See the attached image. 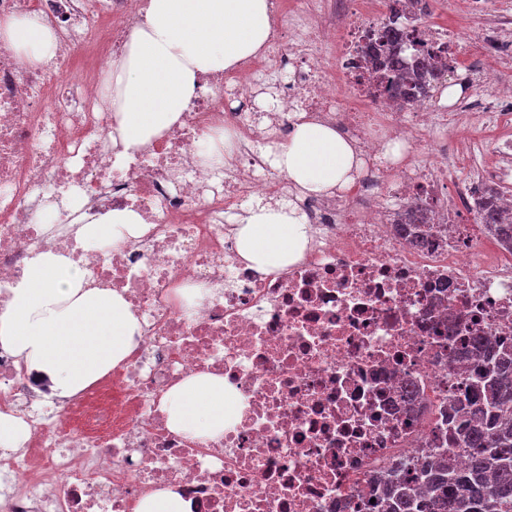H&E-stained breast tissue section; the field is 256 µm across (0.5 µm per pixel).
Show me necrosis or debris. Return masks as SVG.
Here are the masks:
<instances>
[{
  "label": "necrosis or debris",
  "instance_id": "necrosis-or-debris-1",
  "mask_svg": "<svg viewBox=\"0 0 512 512\" xmlns=\"http://www.w3.org/2000/svg\"><path fill=\"white\" fill-rule=\"evenodd\" d=\"M271 5L274 47L197 74L180 120L120 161L106 73L147 0H0V19L37 13L58 40L31 67L0 40V302L35 254L59 251L142 324L131 354L69 398L0 347V413L30 432L0 454V512H135L160 489L191 512H368L396 462L447 447L453 398L483 357L474 337L512 346V253L480 215L490 183L512 215V89L496 67L463 60L459 28L427 24V0ZM448 8L489 17L481 44L512 61L500 0ZM390 15L405 70L439 51L443 85L473 75L483 94L455 112L431 92L382 95L360 50ZM258 75L283 79L270 133L250 120ZM303 115L354 142L363 165L348 189L297 198L305 253L266 273L240 259L224 215L280 197L288 179L259 146ZM219 129L230 144L211 165ZM432 148L435 163L420 165ZM116 210L136 212L142 235L78 240ZM194 285L205 293L192 306L180 290ZM197 373L223 377L243 406L213 438L173 432L161 407Z\"/></svg>",
  "mask_w": 512,
  "mask_h": 512
}]
</instances>
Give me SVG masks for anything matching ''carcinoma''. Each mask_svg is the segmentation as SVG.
Segmentation results:
<instances>
[{
	"label": "carcinoma",
	"mask_w": 512,
	"mask_h": 512,
	"mask_svg": "<svg viewBox=\"0 0 512 512\" xmlns=\"http://www.w3.org/2000/svg\"><path fill=\"white\" fill-rule=\"evenodd\" d=\"M482 219L499 242L512 243V219L497 205L486 203ZM457 402L478 418L475 425L469 418L454 423L453 440L467 449L465 465L451 448L436 460L400 464L377 496L378 512H512V349L486 358Z\"/></svg>",
	"instance_id": "cac0c4a2"
}]
</instances>
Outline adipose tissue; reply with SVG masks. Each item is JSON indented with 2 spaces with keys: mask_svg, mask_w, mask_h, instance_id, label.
Segmentation results:
<instances>
[{
  "mask_svg": "<svg viewBox=\"0 0 512 512\" xmlns=\"http://www.w3.org/2000/svg\"><path fill=\"white\" fill-rule=\"evenodd\" d=\"M271 33L268 0H149L109 74L113 145L125 156L145 147L180 119L197 73L227 71L260 54ZM0 39L27 65L55 54L52 31L33 14L0 20ZM270 151L275 166L306 194L344 189L356 178L354 147L327 124L301 121ZM140 231L137 214L116 211L110 222L85 225L79 234L117 241ZM236 238L244 260L271 270L301 259L308 242L304 216L295 204L279 201L245 209ZM139 330L120 294L89 286L77 264L51 251L30 260L0 309V344L28 370L47 376L61 397L87 389L125 359ZM162 407L170 429L193 438L220 435L226 422L240 417L223 378L205 373L173 386Z\"/></svg>",
  "mask_w": 512,
  "mask_h": 512,
  "instance_id": "1",
  "label": "adipose tissue"
}]
</instances>
